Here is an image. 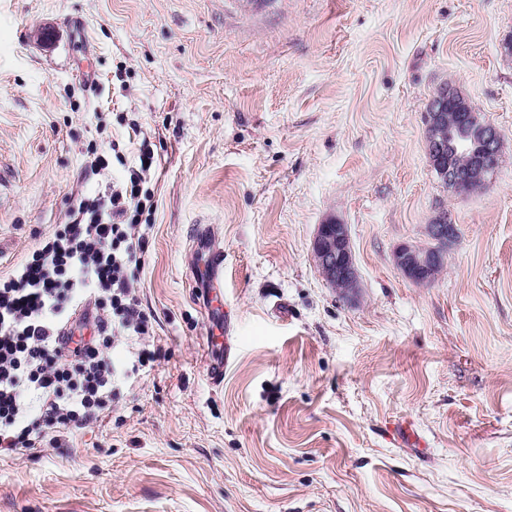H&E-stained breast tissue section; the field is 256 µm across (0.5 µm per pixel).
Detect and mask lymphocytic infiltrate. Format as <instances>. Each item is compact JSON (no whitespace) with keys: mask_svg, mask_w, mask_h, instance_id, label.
I'll list each match as a JSON object with an SVG mask.
<instances>
[{"mask_svg":"<svg viewBox=\"0 0 512 512\" xmlns=\"http://www.w3.org/2000/svg\"><path fill=\"white\" fill-rule=\"evenodd\" d=\"M154 160L141 145L125 180L74 197L67 222L0 272L1 454L43 451L110 410L120 377L108 352L120 342L137 343L132 372L156 361L155 316L134 287L149 248L142 218L156 209Z\"/></svg>","mask_w":512,"mask_h":512,"instance_id":"obj_1","label":"lymphocytic infiltrate"}]
</instances>
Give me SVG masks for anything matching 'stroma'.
Listing matches in <instances>:
<instances>
[{"label":"stroma","instance_id":"stroma-1","mask_svg":"<svg viewBox=\"0 0 512 512\" xmlns=\"http://www.w3.org/2000/svg\"><path fill=\"white\" fill-rule=\"evenodd\" d=\"M511 40L512 0H0V271L124 177L88 145L149 140L162 350L61 449L0 456V512H512ZM446 86L501 131L485 188L430 166ZM443 208L459 235L412 282L393 253ZM331 219L353 304L311 257Z\"/></svg>","mask_w":512,"mask_h":512}]
</instances>
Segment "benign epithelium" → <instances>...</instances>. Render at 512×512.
I'll use <instances>...</instances> for the list:
<instances>
[{
  "instance_id": "1",
  "label": "benign epithelium",
  "mask_w": 512,
  "mask_h": 512,
  "mask_svg": "<svg viewBox=\"0 0 512 512\" xmlns=\"http://www.w3.org/2000/svg\"><path fill=\"white\" fill-rule=\"evenodd\" d=\"M458 112L469 108L468 102L456 92L446 88L440 90L430 101L427 111L426 151L433 169L448 184L475 180L488 181L500 162L501 132L497 126L467 113L462 120L467 125L450 129L444 135L437 131L445 108ZM479 144L478 155L472 158L468 169L459 171L451 165L452 159L467 148L469 142ZM429 239L438 244L436 248H418L401 245L394 252L396 266L416 283H430L446 259L444 244L454 241L458 235L457 225L446 210L438 212L433 223L427 225ZM314 261L327 282L345 287V295L351 297L358 288V271L354 263L347 225L334 220L318 226L312 243Z\"/></svg>"
}]
</instances>
